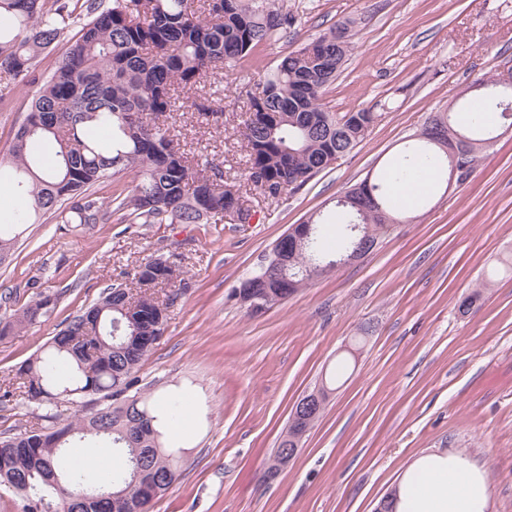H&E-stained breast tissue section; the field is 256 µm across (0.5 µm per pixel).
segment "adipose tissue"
<instances>
[{
  "label": "adipose tissue",
  "instance_id": "1",
  "mask_svg": "<svg viewBox=\"0 0 512 512\" xmlns=\"http://www.w3.org/2000/svg\"><path fill=\"white\" fill-rule=\"evenodd\" d=\"M435 181L434 172L417 163L403 179H391L402 207L414 211ZM395 512H489L490 493L482 470L469 458L436 448L413 460L394 488Z\"/></svg>",
  "mask_w": 512,
  "mask_h": 512
}]
</instances>
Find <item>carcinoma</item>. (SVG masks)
<instances>
[{
	"label": "carcinoma",
	"mask_w": 512,
	"mask_h": 512,
	"mask_svg": "<svg viewBox=\"0 0 512 512\" xmlns=\"http://www.w3.org/2000/svg\"><path fill=\"white\" fill-rule=\"evenodd\" d=\"M295 14L279 0H0V70L38 92L8 152L0 156V182L9 179L31 199L15 214L10 228L0 226V262L13 250L26 224H107L112 206L99 192L120 174H133L130 198L143 224H198L224 219V211L245 203L224 164L181 150L159 117L223 111L211 95L182 97L181 88L209 74L230 70L253 56L275 36L293 27ZM77 28L70 45L47 75H36L38 60ZM350 51L347 24L341 22L284 55L272 72L246 92L242 123L246 142V180L275 193L296 191L362 142L382 113L361 108L338 117L323 102ZM495 77L481 78L451 110L431 120L435 136L421 133L405 152L426 158L445 180L453 142L474 170L481 154L496 141V129L479 121L461 124L473 99L500 113L512 125V90L495 88ZM366 180L346 194L347 224L328 242L319 224L301 246L288 244L295 268L325 267L323 260L377 240L399 218L383 187ZM154 287H174L177 265L150 259L134 279ZM43 293L0 327V336L23 330L48 315ZM168 308L140 298L120 284L73 319L0 382V403L34 404L47 410L29 428L0 439V486L17 495L23 512L73 496L70 512H148L180 476L181 448L165 442L157 427L155 402L166 400L173 424L185 412L182 392L137 386V373L153 345L136 346L134 335H163ZM101 408L77 413L65 423L53 409L66 402ZM103 441L122 466L85 485L84 473L66 448L74 438Z\"/></svg>",
	"instance_id": "1"
}]
</instances>
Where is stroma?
<instances>
[{
    "mask_svg": "<svg viewBox=\"0 0 512 512\" xmlns=\"http://www.w3.org/2000/svg\"><path fill=\"white\" fill-rule=\"evenodd\" d=\"M294 27L233 71L210 75L224 95L218 123L180 112L167 123L182 148L243 177L239 123L246 92L281 56L352 21V50L326 95L335 113L383 105L363 142L304 187L251 197L250 223L29 224L0 264V321L43 290L53 311L0 337V380L42 349L104 289L131 282L149 259L184 272L166 331L140 385L189 394L197 412L181 477L152 512H374L417 455L449 449L474 460L492 512H512V130L470 176L437 186L412 221L391 225L370 253L330 271L260 315L229 300L291 225L312 216L337 233L335 204L377 177L474 80L512 69V0H283ZM33 87L0 71V153L23 122ZM483 294L468 313L460 299ZM337 389L277 477L264 463L292 406L322 376Z\"/></svg>",
    "mask_w": 512,
    "mask_h": 512,
    "instance_id": "obj_1",
    "label": "stroma"
}]
</instances>
